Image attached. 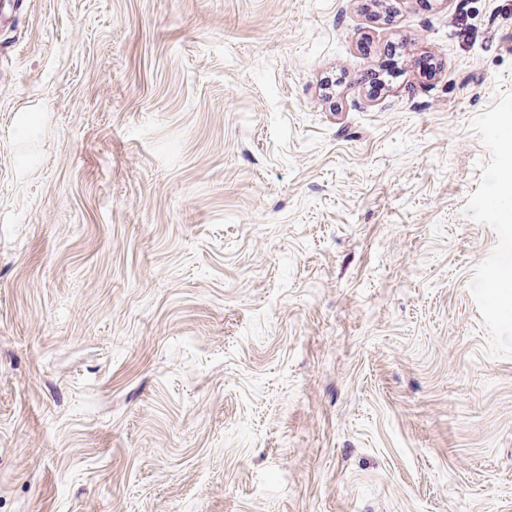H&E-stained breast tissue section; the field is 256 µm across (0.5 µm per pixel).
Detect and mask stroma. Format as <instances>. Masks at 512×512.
Here are the masks:
<instances>
[{
  "instance_id": "obj_1",
  "label": "stroma",
  "mask_w": 512,
  "mask_h": 512,
  "mask_svg": "<svg viewBox=\"0 0 512 512\" xmlns=\"http://www.w3.org/2000/svg\"><path fill=\"white\" fill-rule=\"evenodd\" d=\"M365 2L0 0V512H512V0Z\"/></svg>"
}]
</instances>
